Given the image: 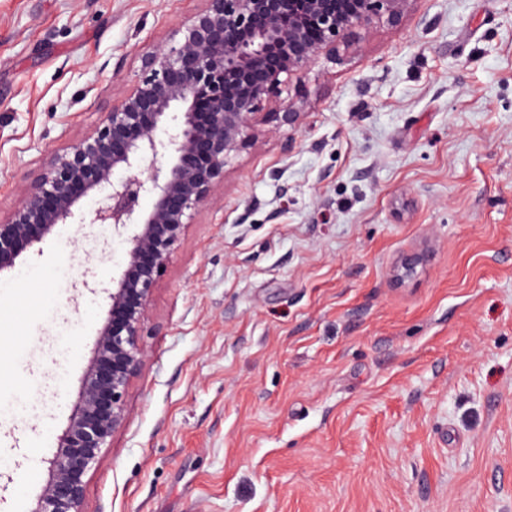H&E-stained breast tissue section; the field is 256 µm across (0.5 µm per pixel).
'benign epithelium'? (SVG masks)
Listing matches in <instances>:
<instances>
[{
  "label": "benign epithelium",
  "instance_id": "obj_1",
  "mask_svg": "<svg viewBox=\"0 0 512 512\" xmlns=\"http://www.w3.org/2000/svg\"><path fill=\"white\" fill-rule=\"evenodd\" d=\"M172 36L142 55L141 73L96 130L52 151L47 166L0 219V273L27 247L77 216L106 190L89 223L127 233L125 269L112 280L110 314L98 330L79 403L57 438L52 479L34 512H85L86 480L127 417V392L146 359L140 344L155 287L193 213L224 183L248 143L255 108L323 48L382 19L397 23L410 0H204ZM171 163L163 165L161 159ZM129 175L114 180L115 170ZM152 199L148 210L144 198ZM425 261L402 258L409 278Z\"/></svg>",
  "mask_w": 512,
  "mask_h": 512
}]
</instances>
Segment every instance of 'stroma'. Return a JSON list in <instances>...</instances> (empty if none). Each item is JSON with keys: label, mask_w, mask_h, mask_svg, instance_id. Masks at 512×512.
Listing matches in <instances>:
<instances>
[{"label": "stroma", "mask_w": 512, "mask_h": 512, "mask_svg": "<svg viewBox=\"0 0 512 512\" xmlns=\"http://www.w3.org/2000/svg\"><path fill=\"white\" fill-rule=\"evenodd\" d=\"M203 5L0 0L1 217ZM257 110L86 512H512V0H411ZM126 248L63 224L0 273V512H34Z\"/></svg>", "instance_id": "stroma-1"}]
</instances>
